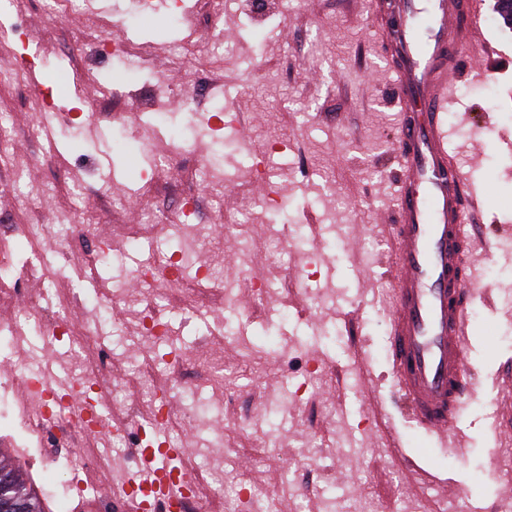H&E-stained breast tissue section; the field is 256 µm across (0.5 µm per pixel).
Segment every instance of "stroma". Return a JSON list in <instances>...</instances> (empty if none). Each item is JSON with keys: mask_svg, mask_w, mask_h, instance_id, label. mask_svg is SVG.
<instances>
[{"mask_svg": "<svg viewBox=\"0 0 512 512\" xmlns=\"http://www.w3.org/2000/svg\"><path fill=\"white\" fill-rule=\"evenodd\" d=\"M238 10L212 18L208 0H168L153 12L166 23L163 39L148 35L136 14L138 0H111L107 11L79 0L71 11L59 0H10L0 8V113L13 129L10 167H0V251L12 271L0 290L30 296L42 289L41 319L26 341H9L18 301L0 303V367L37 368L47 324L64 319L70 338L93 335L88 357L105 381L123 389L125 405L113 409V426L125 439L79 440L90 464L71 481L65 448L50 446L29 431L34 411L16 385H0V442L21 450L25 465L52 512L69 502L76 486L113 488L131 467L137 425L151 407L128 387L140 366L173 365L194 394L198 422L181 426L175 410L171 438L184 450L182 463L200 484L198 512L210 501L211 477L201 461L224 462L244 476L277 512H454L458 488L471 506L501 512L512 504V29L480 0V44L489 46L485 69L458 78L448 113L449 148L465 180L487 191L484 210L468 219L474 240L467 267L477 271L478 295L470 310L468 358L480 383L457 425L466 450L450 457L402 417L392 416L393 376L386 350L387 311L380 294L392 292L388 254L400 168L393 149L398 123L394 75L378 56L367 0H305L289 13L282 0H240ZM192 7L194 31L173 19L176 5ZM25 22L26 39L8 35ZM122 24L120 54L96 68L89 45ZM177 42L196 46L201 62H173ZM149 46L150 66L133 72L121 54ZM56 98L45 107L36 85ZM193 89L197 112L178 96ZM222 108L226 128L207 126V112ZM55 112L63 121L53 141L34 131ZM137 130L165 152L173 134L186 129L185 153L156 168L137 144L114 146L111 131ZM275 147L269 190L251 173L266 147ZM220 150L227 186L207 187L188 173L199 157ZM27 171L28 189L56 187L42 203L46 234L26 233L29 213L9 186L11 166ZM124 169L126 188L103 180V169ZM281 196L287 221L272 220L266 202ZM76 208L90 224L76 235L68 255L54 252L53 231L61 211ZM153 211L166 213L171 228H158L142 242L126 230ZM201 226L196 265L212 269L219 286L192 292L172 286L170 337L137 350L140 292L131 272L150 251H177L178 226ZM287 253L276 242L287 233ZM106 254L94 280H79L78 263L90 252ZM45 255L48 265L37 262ZM263 281L265 300L238 305L244 289ZM122 290L111 314L97 310L103 290ZM223 372H216V364ZM427 454L448 482L427 486L405 477V460Z\"/></svg>", "mask_w": 512, "mask_h": 512, "instance_id": "35a3bbf8", "label": "stroma"}]
</instances>
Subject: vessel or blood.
I'll return each instance as SVG.
<instances>
[{"instance_id": "vessel-or-blood-1", "label": "vessel or blood", "mask_w": 512, "mask_h": 512, "mask_svg": "<svg viewBox=\"0 0 512 512\" xmlns=\"http://www.w3.org/2000/svg\"><path fill=\"white\" fill-rule=\"evenodd\" d=\"M380 55L395 76L399 106L395 154L401 170L393 244L395 293L388 311L387 353L406 416L448 455L463 451L453 439L464 401L477 383L467 357L475 299L464 271L471 241L464 216L483 199L468 186L448 149L452 88L463 71L480 73L475 53L479 0H371ZM39 379L75 396L77 411L92 404L77 379L45 359ZM155 445L134 449L136 473L112 495L77 488L71 512H190L191 479L176 467L180 455L153 427Z\"/></svg>"}]
</instances>
